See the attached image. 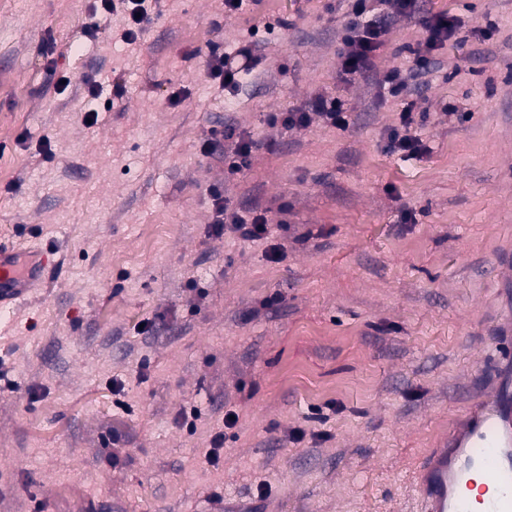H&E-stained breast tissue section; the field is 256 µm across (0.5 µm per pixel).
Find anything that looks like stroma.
I'll return each instance as SVG.
<instances>
[{"label":"stroma","instance_id":"35a3bbf8","mask_svg":"<svg viewBox=\"0 0 512 512\" xmlns=\"http://www.w3.org/2000/svg\"><path fill=\"white\" fill-rule=\"evenodd\" d=\"M421 5L459 26L409 83L428 151L402 159L379 83L420 18L343 82L344 0H155L133 49L94 0H0V242L57 259L0 311V512H404L512 306V0ZM215 43L252 48L237 92L206 75ZM321 91L346 130L268 124ZM224 124L259 145L236 176L201 152ZM219 184L267 240L212 235Z\"/></svg>","mask_w":512,"mask_h":512}]
</instances>
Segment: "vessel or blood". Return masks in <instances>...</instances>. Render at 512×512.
Instances as JSON below:
<instances>
[{
	"instance_id": "1",
	"label": "vessel or blood",
	"mask_w": 512,
	"mask_h": 512,
	"mask_svg": "<svg viewBox=\"0 0 512 512\" xmlns=\"http://www.w3.org/2000/svg\"><path fill=\"white\" fill-rule=\"evenodd\" d=\"M53 264L51 252L0 244V307L30 296ZM492 392L477 398L465 424L433 449L414 479L416 512H470L460 488L477 490L482 512H512V327L498 341Z\"/></svg>"
}]
</instances>
